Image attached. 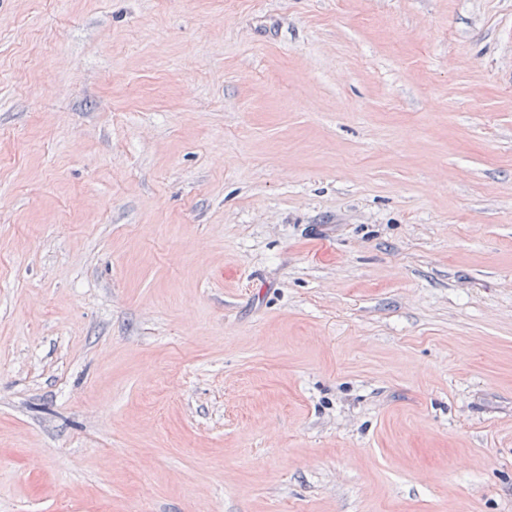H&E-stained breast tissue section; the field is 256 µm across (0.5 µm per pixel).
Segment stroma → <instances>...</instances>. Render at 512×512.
Listing matches in <instances>:
<instances>
[{"label": "stroma", "mask_w": 512, "mask_h": 512, "mask_svg": "<svg viewBox=\"0 0 512 512\" xmlns=\"http://www.w3.org/2000/svg\"><path fill=\"white\" fill-rule=\"evenodd\" d=\"M0 512H512V0H0Z\"/></svg>", "instance_id": "stroma-1"}]
</instances>
